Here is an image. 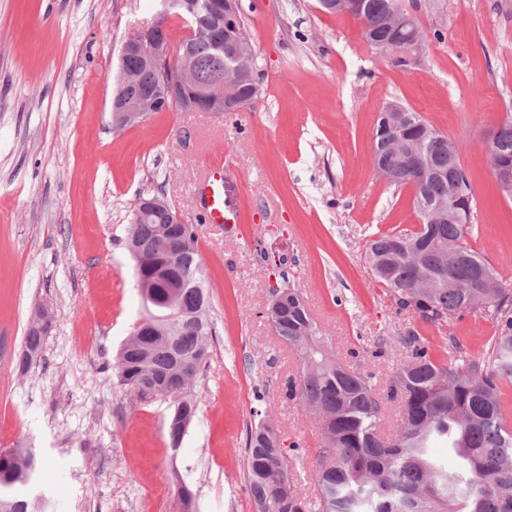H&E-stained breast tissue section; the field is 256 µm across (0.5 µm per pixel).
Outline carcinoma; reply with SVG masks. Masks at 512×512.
Masks as SVG:
<instances>
[{
    "label": "carcinoma",
    "mask_w": 512,
    "mask_h": 512,
    "mask_svg": "<svg viewBox=\"0 0 512 512\" xmlns=\"http://www.w3.org/2000/svg\"><path fill=\"white\" fill-rule=\"evenodd\" d=\"M169 16L188 20L195 30L182 54L188 66L183 107L195 103L198 90L224 96V106L253 103L259 94L252 48L241 33L238 43L217 44L219 19L209 0H173ZM400 0H366L364 17L355 18L364 40L379 52H406L413 42L424 45L419 25L394 24ZM160 87L152 70L136 59H119L115 94L132 111L150 116L164 111V99L146 109L142 97ZM395 126L394 117H378L372 163L392 176L395 185L415 177L428 146L432 175L415 197L420 229L383 233L368 242L367 260L397 308L422 320L459 318L484 313L497 324L488 350L475 356L451 336L446 359L433 360L424 338L410 331L400 337L405 349L383 389L372 375L350 368L334 356L327 337L299 292L276 288L283 299L268 314L274 334L299 358L296 375L287 379L285 397L297 400L321 431L310 469L295 462L284 446L281 425L256 413L246 443V480L256 512H512V422L502 403L501 385L512 382V289L500 273L468 245L476 225L469 177L459 150L448 135L435 130L419 113ZM492 170L512 168V119L491 138ZM170 205L142 219L132 215L126 242L163 232L181 237L187 252L173 260L178 282L169 305L156 302L144 310V326H133L122 343L113 372L118 384L142 402L169 403L168 435L182 440L197 412L193 383L209 353L214 324L210 291L203 279L204 262L194 225L168 223ZM34 315L24 337L19 368L42 359L43 343L53 315L44 308ZM397 403L400 424L385 438L379 432L384 405ZM448 440L456 465L437 463L430 444ZM39 466L22 450H0V512H41L38 499L23 493ZM317 488L310 499L299 490L304 481Z\"/></svg>",
    "instance_id": "cac0c4a2"
}]
</instances>
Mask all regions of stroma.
I'll return each instance as SVG.
<instances>
[{
  "label": "stroma",
  "mask_w": 512,
  "mask_h": 512,
  "mask_svg": "<svg viewBox=\"0 0 512 512\" xmlns=\"http://www.w3.org/2000/svg\"><path fill=\"white\" fill-rule=\"evenodd\" d=\"M260 95L234 113L170 109L113 130L122 44L158 0H0V450L43 460L47 512H254L244 476L253 413L277 417L305 462L316 422L282 397L297 359L266 317L298 289L337 355L384 383L417 329L441 360L454 335L476 355L490 317L444 325L398 310L366 260L371 234L415 229L414 192L378 176L374 129L390 102L457 141L474 196L473 248L512 283V199L487 137L512 117V0H403L428 37L407 64L372 49L349 15L318 0H243ZM233 174L232 228L204 222L207 166ZM164 196L196 225L217 334L179 447L167 406L116 383L115 356L142 312L125 227L139 196ZM55 323L44 360L16 359L35 304Z\"/></svg>",
  "instance_id": "1"
}]
</instances>
